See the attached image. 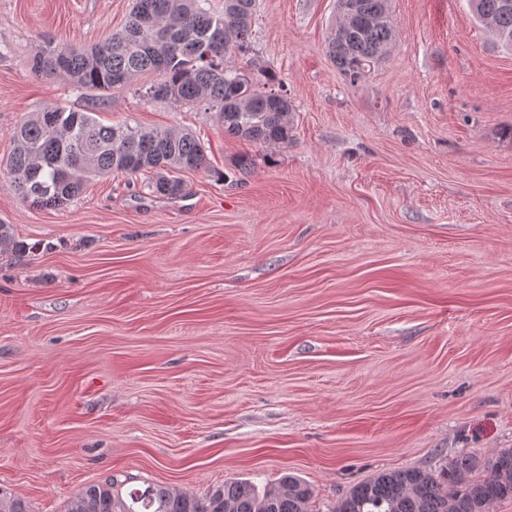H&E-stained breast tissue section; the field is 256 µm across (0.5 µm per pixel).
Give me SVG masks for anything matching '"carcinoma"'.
I'll return each mask as SVG.
<instances>
[{
  "mask_svg": "<svg viewBox=\"0 0 512 512\" xmlns=\"http://www.w3.org/2000/svg\"><path fill=\"white\" fill-rule=\"evenodd\" d=\"M478 21H497L493 35L512 46V0H470ZM255 0H135L124 25L103 43L62 47L43 42L31 60L37 76H61L85 93L128 86L152 74L148 98L194 105L205 103L224 124V133L260 144L289 138L287 94L261 84L249 68L227 65L232 53L247 49ZM337 9L328 54L351 84L365 79L388 54L394 26L372 25L389 11L388 0H346ZM8 158L9 188L36 208H62L92 178L148 169V188L177 194L179 180L168 173L208 168L205 146L191 133L158 131L129 122L100 123L93 112L47 103L13 128ZM10 225L0 224V255L24 253ZM113 477L88 484L65 512H311V486L294 474L263 490L245 480H226L202 496L149 484L122 491ZM512 501V448L487 457L461 455L432 472L419 468L374 474L340 498L333 512H490ZM0 512H30L27 501L0 488Z\"/></svg>",
  "mask_w": 512,
  "mask_h": 512,
  "instance_id": "carcinoma-1",
  "label": "carcinoma"
}]
</instances>
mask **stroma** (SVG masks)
<instances>
[{"label": "stroma", "mask_w": 512, "mask_h": 512, "mask_svg": "<svg viewBox=\"0 0 512 512\" xmlns=\"http://www.w3.org/2000/svg\"><path fill=\"white\" fill-rule=\"evenodd\" d=\"M336 5L256 0L228 62L292 104L264 145L31 72L43 40L101 43L132 0H0V224L42 245L0 256V487L32 512L110 476L202 495L289 472L331 512L375 473L512 448V48L468 0H390L391 51L353 85L325 49ZM50 102L190 130L210 167L175 195L114 173L31 207L4 163Z\"/></svg>", "instance_id": "1"}]
</instances>
